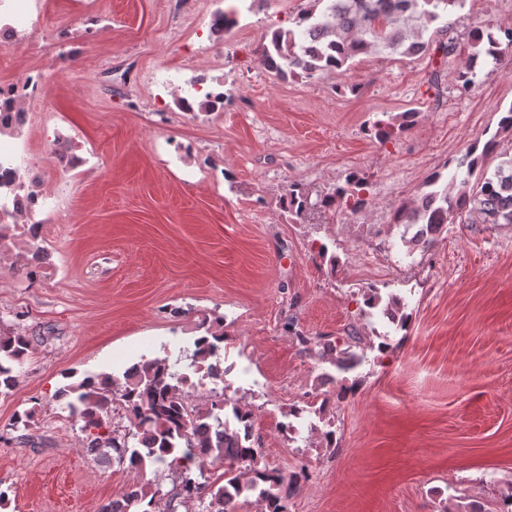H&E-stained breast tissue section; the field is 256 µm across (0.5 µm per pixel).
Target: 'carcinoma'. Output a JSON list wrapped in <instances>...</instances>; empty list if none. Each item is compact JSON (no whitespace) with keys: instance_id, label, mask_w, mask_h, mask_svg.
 Here are the masks:
<instances>
[{"instance_id":"1","label":"carcinoma","mask_w":512,"mask_h":512,"mask_svg":"<svg viewBox=\"0 0 512 512\" xmlns=\"http://www.w3.org/2000/svg\"><path fill=\"white\" fill-rule=\"evenodd\" d=\"M312 8L298 17L296 28H278L269 43L262 46L258 60L280 79L300 76L311 79L333 72L358 56L384 52L414 56L432 48L446 57L455 53L456 39L448 36V25L434 30L442 36L438 45L424 38L430 26L448 9L463 6L465 0H313ZM504 38L492 31L479 33L471 42L477 48L486 42L484 53L495 62L502 61V41L512 46V28L503 30ZM500 140L492 136L483 149L474 145L456 160L448 177L438 170L426 181L427 190L416 199L401 203L394 213V224L401 228L400 240L408 248H430L448 231L454 217L468 224H512V152L499 151ZM500 158L495 168L487 160ZM308 191L297 183L288 185L280 199L283 208L301 217L308 206ZM371 203L368 183L349 173L321 199L331 209L343 204L353 213ZM367 317L379 315L404 329L408 323L402 298H383L374 288L363 293ZM202 334L192 346L179 350L175 359L140 358L117 378L112 374L90 375L60 391L70 398V415L81 422L85 448L89 456L112 454V459L127 465L137 482L120 500L100 506L99 512H131L147 502L157 505L165 500V512H176V505L193 502L198 512H237L238 499L258 492L265 512H288L290 493L301 489L311 473L301 464L289 475L262 463V451L252 434V409L241 406L227 394L221 350L224 343V317L204 318L198 325ZM283 330L296 340L306 355L321 349V354L336 350L334 341L310 337L299 331L293 320ZM32 338L21 332L0 331V389L10 391L17 382L16 368L27 359ZM205 371L214 388L206 401H190L185 389L187 374L179 366ZM332 398L326 393L306 392L290 410L296 419H325ZM121 409L128 425L124 432L112 427V413ZM135 444H129V440ZM223 469V483L201 482L197 474L205 465ZM166 471L173 477L172 488L162 492L147 478V468ZM455 508L440 506L436 512H512V495L487 510L456 497Z\"/></svg>"}]
</instances>
